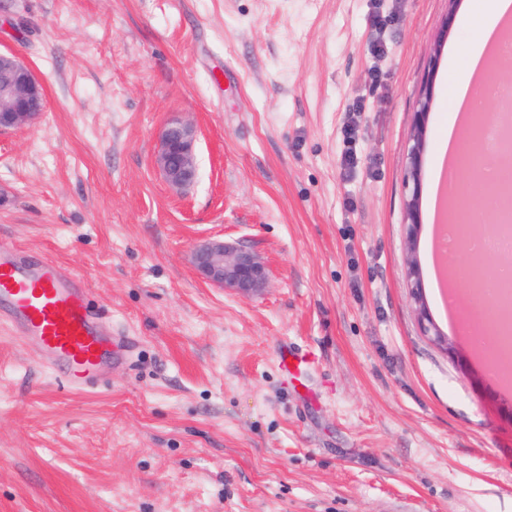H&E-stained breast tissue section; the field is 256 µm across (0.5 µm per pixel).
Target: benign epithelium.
Here are the masks:
<instances>
[{
    "label": "benign epithelium",
    "mask_w": 512,
    "mask_h": 512,
    "mask_svg": "<svg viewBox=\"0 0 512 512\" xmlns=\"http://www.w3.org/2000/svg\"><path fill=\"white\" fill-rule=\"evenodd\" d=\"M457 3L458 0H448V13L438 33V49L447 40L448 32L453 27ZM0 68L12 73L11 79L0 86V130L36 122L42 115L40 105L45 98L42 83L35 72L13 54H0ZM431 84L432 78L429 77L414 112L409 162L405 174L406 182L413 183V190L405 201L407 248L404 263L421 333L429 337L439 349L446 351L448 339L428 311L416 256V241L421 224L419 185ZM196 140L195 127L179 117L170 119L159 131L154 164L166 183L176 191L182 192L196 183ZM192 264L205 281L244 296L261 292L268 281L267 266L259 256L224 241H211L198 246L192 254Z\"/></svg>",
    "instance_id": "benign-epithelium-1"
}]
</instances>
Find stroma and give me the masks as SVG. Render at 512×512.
Instances as JSON below:
<instances>
[{"label":"stroma","instance_id":"obj_1","mask_svg":"<svg viewBox=\"0 0 512 512\" xmlns=\"http://www.w3.org/2000/svg\"><path fill=\"white\" fill-rule=\"evenodd\" d=\"M448 0H0V51L46 108L0 132V242L87 283L133 339L88 391L0 326V512H512V392L431 285L428 206L448 120ZM432 98L416 254L405 276L410 135ZM198 130V178L153 165L172 116ZM353 134H346V127ZM356 166H348V154ZM208 239L266 263L242 296L191 264ZM309 352L300 383L278 366Z\"/></svg>","mask_w":512,"mask_h":512}]
</instances>
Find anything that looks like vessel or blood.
Returning a JSON list of instances; mask_svg holds the SVG:
<instances>
[{
    "label": "vessel or blood",
    "mask_w": 512,
    "mask_h": 512,
    "mask_svg": "<svg viewBox=\"0 0 512 512\" xmlns=\"http://www.w3.org/2000/svg\"><path fill=\"white\" fill-rule=\"evenodd\" d=\"M0 322L25 336L42 363L75 391L94 387L107 364L126 360L127 337L104 340L80 275L47 258L29 262L8 244H0ZM310 363L308 355L289 347L279 355L287 375Z\"/></svg>",
    "instance_id": "b4317fda"
}]
</instances>
